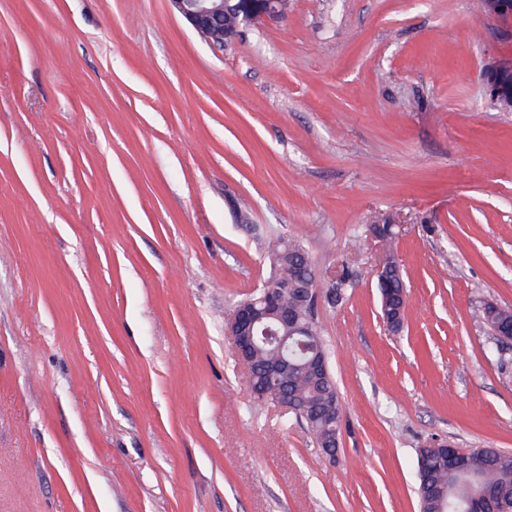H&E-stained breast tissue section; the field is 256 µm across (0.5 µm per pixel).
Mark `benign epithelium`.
<instances>
[{"label":"benign epithelium","instance_id":"1","mask_svg":"<svg viewBox=\"0 0 512 512\" xmlns=\"http://www.w3.org/2000/svg\"><path fill=\"white\" fill-rule=\"evenodd\" d=\"M190 27L214 48L224 47V34L218 28L224 25V6L230 0H168ZM236 33L242 29L265 22L282 19L274 0H237ZM484 79L490 96L502 108L512 106V65L501 63L487 68ZM262 300L265 312L257 313L254 303L243 301L230 313L227 330L231 336L238 358L248 361L250 346L255 340L258 324L265 318L274 320L282 327L293 326V314L280 303L279 294L269 286H264Z\"/></svg>","mask_w":512,"mask_h":512}]
</instances>
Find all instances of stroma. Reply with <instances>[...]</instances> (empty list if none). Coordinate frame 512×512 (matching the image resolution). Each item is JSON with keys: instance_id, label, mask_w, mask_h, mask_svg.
I'll return each instance as SVG.
<instances>
[{"instance_id": "35a3bbf8", "label": "stroma", "mask_w": 512, "mask_h": 512, "mask_svg": "<svg viewBox=\"0 0 512 512\" xmlns=\"http://www.w3.org/2000/svg\"><path fill=\"white\" fill-rule=\"evenodd\" d=\"M495 62L484 0H289L220 49L166 0H0V512H419L418 447L512 451ZM281 235L353 274L316 307L332 458L226 333ZM379 238L384 242L388 249L387 261L391 263L389 276L384 284H381L378 278V288L380 291V303L382 316L387 317L388 320L393 323L400 324L403 320V314L400 313L399 309H395L398 304L394 302L396 295L399 294V290L402 288L403 281L400 277V273L397 270L398 267L393 261L394 257V245L398 237L399 232L396 230L394 224H380Z\"/></svg>"}]
</instances>
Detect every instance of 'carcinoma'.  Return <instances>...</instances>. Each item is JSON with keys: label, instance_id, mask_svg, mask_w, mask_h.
Wrapping results in <instances>:
<instances>
[{"label": "carcinoma", "instance_id": "cac0c4a2", "mask_svg": "<svg viewBox=\"0 0 512 512\" xmlns=\"http://www.w3.org/2000/svg\"><path fill=\"white\" fill-rule=\"evenodd\" d=\"M398 231L392 224H383L379 238L388 249L387 261L392 263L386 282L378 284L382 316L400 324L403 314L397 309L396 295L403 281L393 264L394 245ZM270 261L273 274L268 284L278 286L295 281L291 288L283 289L281 300L300 315L303 331L288 340V350L278 343L257 340L252 349L249 365L267 399L274 400L280 391H288L295 401L293 415L304 422L318 447L328 451L339 440L342 410L334 379L319 381L315 378L311 360L318 355L327 358L320 336L315 311L303 302V293L316 292L315 272L308 252L296 239L281 236L272 245ZM288 358L292 367L288 379L271 373L282 358ZM457 461L475 474L478 481L448 473V455L441 447L428 446L417 452L416 479L420 512H467L468 501L474 499L482 486L496 488L512 496V460L501 464L496 460L495 448L456 449Z\"/></svg>", "mask_w": 512, "mask_h": 512}]
</instances>
